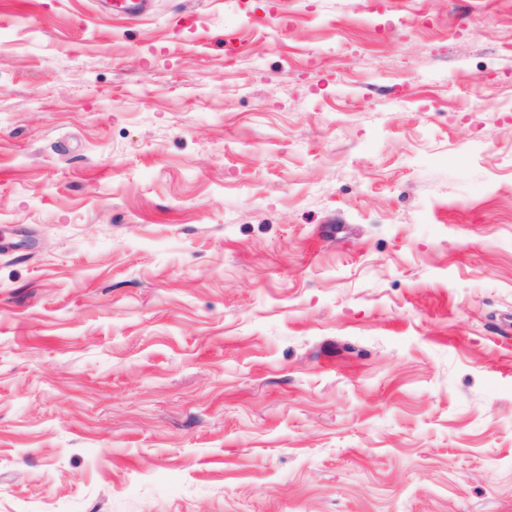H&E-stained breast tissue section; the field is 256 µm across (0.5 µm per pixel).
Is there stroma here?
Returning a JSON list of instances; mask_svg holds the SVG:
<instances>
[{"label": "stroma", "instance_id": "1", "mask_svg": "<svg viewBox=\"0 0 512 512\" xmlns=\"http://www.w3.org/2000/svg\"><path fill=\"white\" fill-rule=\"evenodd\" d=\"M379 3L0 0V512H512V0Z\"/></svg>", "mask_w": 512, "mask_h": 512}]
</instances>
